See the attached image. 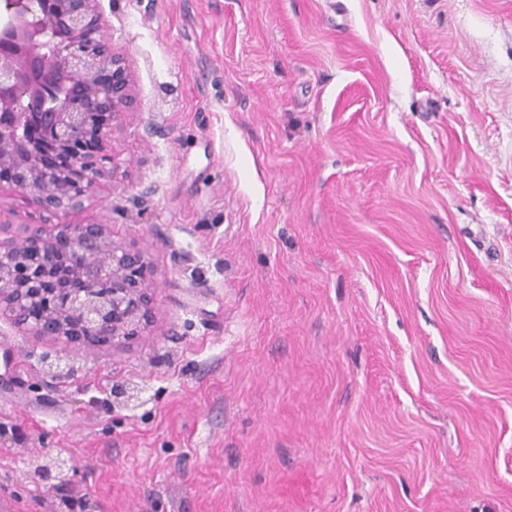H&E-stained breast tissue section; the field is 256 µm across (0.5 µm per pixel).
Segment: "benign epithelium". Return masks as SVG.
<instances>
[{"label":"benign epithelium","instance_id":"1","mask_svg":"<svg viewBox=\"0 0 512 512\" xmlns=\"http://www.w3.org/2000/svg\"><path fill=\"white\" fill-rule=\"evenodd\" d=\"M96 0H43L42 12L71 39L51 43L25 0H7L0 27V168L38 209L76 210L100 176L94 154L68 156L70 144L99 139L133 104L119 54L107 64V30ZM80 187V195L69 184ZM83 254L76 274L86 288L67 296L50 275L56 244ZM142 252L117 246L103 224H26L19 238H0V315L36 336L80 348L130 336L147 322L152 292ZM65 458L38 462L33 475L65 482Z\"/></svg>","mask_w":512,"mask_h":512}]
</instances>
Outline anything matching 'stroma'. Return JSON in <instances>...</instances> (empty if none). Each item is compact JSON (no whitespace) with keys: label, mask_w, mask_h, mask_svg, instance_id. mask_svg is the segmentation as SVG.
<instances>
[{"label":"stroma","mask_w":512,"mask_h":512,"mask_svg":"<svg viewBox=\"0 0 512 512\" xmlns=\"http://www.w3.org/2000/svg\"><path fill=\"white\" fill-rule=\"evenodd\" d=\"M98 12L104 174L0 222L105 225L152 313L87 354L0 316V512H512V0ZM73 471L69 459L55 458L44 462H37L33 469V475L43 478L46 482L58 481L65 482L69 479L70 472Z\"/></svg>","instance_id":"35a3bbf8"}]
</instances>
